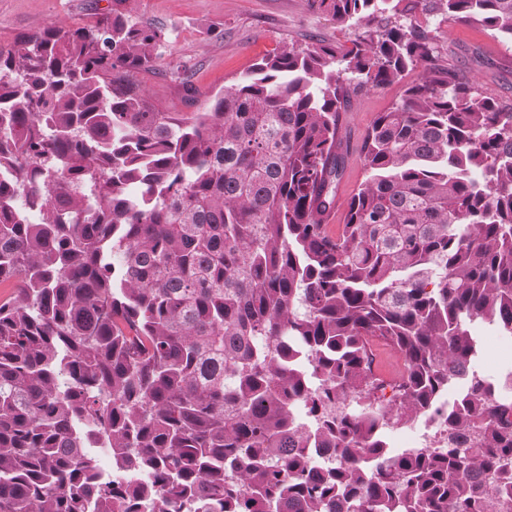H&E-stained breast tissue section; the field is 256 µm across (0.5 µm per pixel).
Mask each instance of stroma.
<instances>
[{
  "instance_id": "35a3bbf8",
  "label": "stroma",
  "mask_w": 512,
  "mask_h": 512,
  "mask_svg": "<svg viewBox=\"0 0 512 512\" xmlns=\"http://www.w3.org/2000/svg\"><path fill=\"white\" fill-rule=\"evenodd\" d=\"M111 8L112 0H0V46L49 23H82ZM138 14L168 33L154 71L139 76L151 102L164 112L205 111L221 87L282 45L355 36L354 28H337L304 0H139ZM431 28L440 56H452L455 67L488 93L512 99V41L441 16ZM401 92L394 84L360 96L345 113L349 159L337 190L339 206H346L365 178L359 148L368 128ZM471 332L481 344L474 360L480 374L494 380L512 370V336L491 351L484 345L486 323L474 322Z\"/></svg>"
}]
</instances>
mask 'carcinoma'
<instances>
[{"instance_id": "carcinoma-1", "label": "carcinoma", "mask_w": 512, "mask_h": 512, "mask_svg": "<svg viewBox=\"0 0 512 512\" xmlns=\"http://www.w3.org/2000/svg\"><path fill=\"white\" fill-rule=\"evenodd\" d=\"M306 2L361 33L262 57L207 112H162L137 84L156 25L109 13L0 48V512L512 500V399L467 328L512 335V103L444 65L417 19L512 40V0ZM418 66L329 234L342 114ZM459 379L448 447L390 454L382 430ZM313 438L344 464L314 465ZM94 444L128 480H97Z\"/></svg>"}]
</instances>
